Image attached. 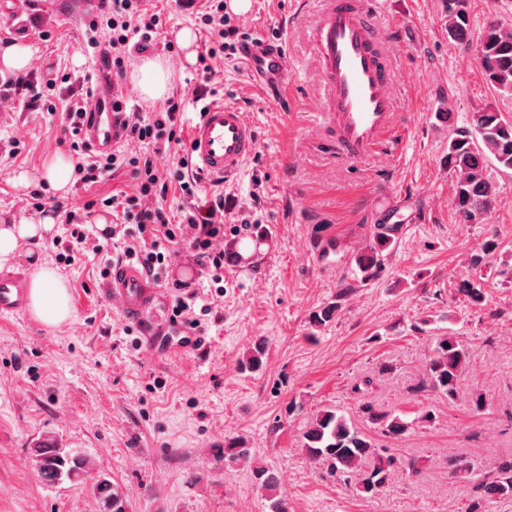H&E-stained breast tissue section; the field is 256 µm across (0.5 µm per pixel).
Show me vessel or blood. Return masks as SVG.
<instances>
[{
  "mask_svg": "<svg viewBox=\"0 0 512 512\" xmlns=\"http://www.w3.org/2000/svg\"><path fill=\"white\" fill-rule=\"evenodd\" d=\"M375 6V0H323L313 24V54L322 87L318 126L323 145L342 162L391 156L400 146L387 37L372 22ZM240 51L249 77L279 94L288 77L284 46L251 34ZM82 135L94 150L110 151L119 136L111 109L92 112ZM256 142L243 112L212 103L192 130L189 155L196 169L224 179L240 170ZM103 292L137 323L146 322L158 297L151 277L133 262L114 265ZM28 303L27 276L0 274V315L23 313Z\"/></svg>",
  "mask_w": 512,
  "mask_h": 512,
  "instance_id": "obj_1",
  "label": "vessel or blood"
}]
</instances>
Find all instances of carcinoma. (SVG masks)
<instances>
[{"label": "carcinoma", "instance_id": "carcinoma-1", "mask_svg": "<svg viewBox=\"0 0 512 512\" xmlns=\"http://www.w3.org/2000/svg\"><path fill=\"white\" fill-rule=\"evenodd\" d=\"M446 9L448 36L459 43H469V0H446ZM477 47L487 83L512 95V25L488 17L478 36ZM490 158L501 167L512 170V120L495 110L484 109L474 113L472 127L457 129L448 140L446 164L451 203L460 224H480L495 207L497 189L486 173V162ZM396 237V225H373V243L369 250L353 257L352 283L340 289L336 301L322 306L310 317V332L307 333L310 339H317L316 330L336 318L353 285L367 284L381 277L386 256L395 245ZM502 253L496 231L488 229L479 250L471 256L472 266L481 275L458 292L474 301L480 300L482 290L489 282V277L482 273L485 268L492 270L493 276L501 277L500 284L512 285V263L502 260L497 266L492 264ZM430 342L422 379L411 387V392L417 395L428 391L452 403L458 397L462 379L472 362L473 350L451 330L430 337ZM264 356L265 346H255L242 360V370L259 371ZM375 387V379L365 376L353 382L351 393L357 400L356 412L360 420L382 436L401 439L416 427L435 422L436 415L432 410L410 420L401 413L383 408L372 398ZM303 449L312 460L327 463L330 473L345 487L364 496L377 494L404 471L411 476L420 473L419 460L397 457L332 406L321 409L308 421L303 432ZM49 457L55 458L57 464L42 466L41 461ZM223 458L250 468L257 485L267 492L270 512H289L288 501L277 492V476L254 461L244 442H224ZM35 465L38 476L48 483L77 481L89 470L88 459L60 448L52 441L42 442L35 450ZM448 465L454 474L473 476L465 512H488L489 500L512 498V455L497 457L477 475L471 462L462 457L449 460ZM93 488L102 504L101 512H129L128 497L120 486L98 480Z\"/></svg>", "mask_w": 512, "mask_h": 512}]
</instances>
